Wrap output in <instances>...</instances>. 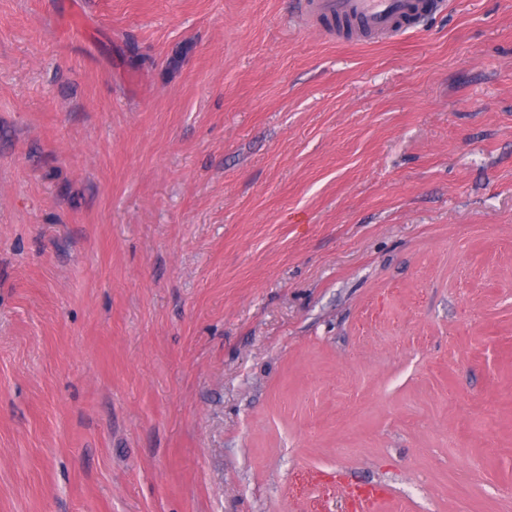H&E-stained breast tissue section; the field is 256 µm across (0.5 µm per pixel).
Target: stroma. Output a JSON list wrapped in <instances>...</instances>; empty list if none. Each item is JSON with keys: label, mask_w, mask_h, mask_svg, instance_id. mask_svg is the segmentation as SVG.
<instances>
[{"label": "stroma", "mask_w": 512, "mask_h": 512, "mask_svg": "<svg viewBox=\"0 0 512 512\" xmlns=\"http://www.w3.org/2000/svg\"><path fill=\"white\" fill-rule=\"evenodd\" d=\"M0 0V512H512V0ZM418 0H307L304 10L321 18L352 22L365 32L392 31L402 20L420 10Z\"/></svg>", "instance_id": "obj_1"}]
</instances>
